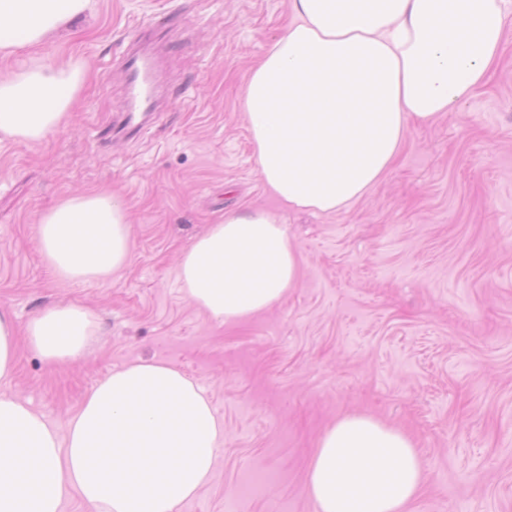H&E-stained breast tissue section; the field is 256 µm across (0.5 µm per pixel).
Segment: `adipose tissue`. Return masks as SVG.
I'll use <instances>...</instances> for the list:
<instances>
[{
  "label": "adipose tissue",
  "mask_w": 512,
  "mask_h": 512,
  "mask_svg": "<svg viewBox=\"0 0 512 512\" xmlns=\"http://www.w3.org/2000/svg\"><path fill=\"white\" fill-rule=\"evenodd\" d=\"M91 0H0V52L40 45ZM285 33L244 95L258 170L288 208L331 214L381 181L412 124L452 113L485 83L512 0H289ZM81 81L30 57L0 77V136L37 142L60 128ZM40 255L64 284L108 279L132 255L125 203L106 191L69 196L37 226ZM298 250L280 217L225 213L178 266L185 295L220 324L258 314L297 286ZM87 309L59 306L17 330L0 308V380L16 339L50 364L79 359L95 335ZM221 425L203 390L158 360L112 371L65 432L0 395V512H61L78 494L91 512H176L208 482ZM425 465L403 430L347 413L320 434L305 493L316 512H410Z\"/></svg>",
  "instance_id": "1"
}]
</instances>
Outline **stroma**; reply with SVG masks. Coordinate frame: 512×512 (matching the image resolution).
Wrapping results in <instances>:
<instances>
[{"mask_svg": "<svg viewBox=\"0 0 512 512\" xmlns=\"http://www.w3.org/2000/svg\"><path fill=\"white\" fill-rule=\"evenodd\" d=\"M289 0H93L36 55L83 76L67 123L0 139V307L90 310L83 357L46 364L19 340L14 395L65 430L112 370L160 360L201 386L224 429L207 485L178 512H315L304 491L320 433L346 413L416 441L427 480L411 512H512V14L488 81L454 114L411 127L375 188L333 214L282 212L300 280L228 325L186 298L183 252L226 211L277 209L243 112L252 68ZM158 37V110L133 137L121 57ZM118 193L132 259L64 285L36 242L69 195Z\"/></svg>", "mask_w": 512, "mask_h": 512, "instance_id": "obj_1", "label": "stroma"}]
</instances>
